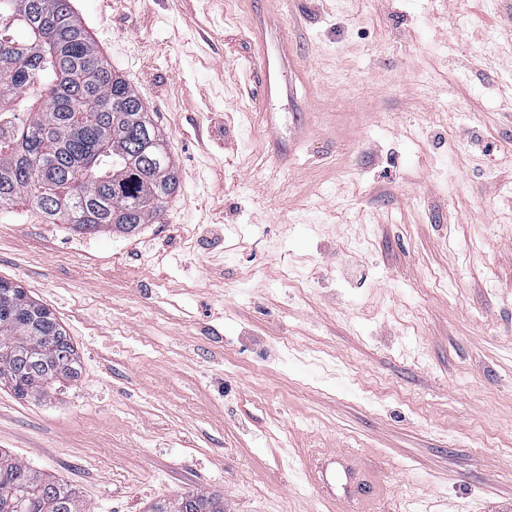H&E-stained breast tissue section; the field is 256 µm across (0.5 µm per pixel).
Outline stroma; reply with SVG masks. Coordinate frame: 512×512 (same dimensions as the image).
<instances>
[{
  "instance_id": "obj_1",
  "label": "stroma",
  "mask_w": 512,
  "mask_h": 512,
  "mask_svg": "<svg viewBox=\"0 0 512 512\" xmlns=\"http://www.w3.org/2000/svg\"><path fill=\"white\" fill-rule=\"evenodd\" d=\"M70 3L179 187L132 235L0 213L81 360L0 386V450L91 512H328L308 448L355 452L364 512H512V0ZM258 32L301 67L269 104ZM149 512H224V497L213 493H185L172 501H160Z\"/></svg>"
}]
</instances>
